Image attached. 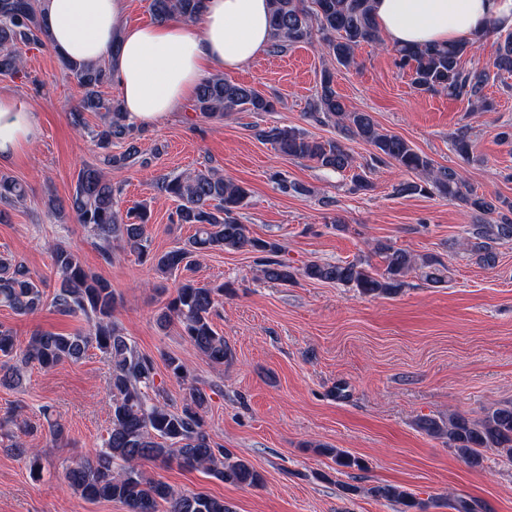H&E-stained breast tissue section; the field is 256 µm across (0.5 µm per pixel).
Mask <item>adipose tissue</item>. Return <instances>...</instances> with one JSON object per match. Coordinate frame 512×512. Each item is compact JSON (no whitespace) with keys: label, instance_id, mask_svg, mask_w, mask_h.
Listing matches in <instances>:
<instances>
[{"label":"adipose tissue","instance_id":"adipose-tissue-1","mask_svg":"<svg viewBox=\"0 0 512 512\" xmlns=\"http://www.w3.org/2000/svg\"><path fill=\"white\" fill-rule=\"evenodd\" d=\"M128 0H39L51 45L75 62L107 61L127 121L146 127L180 111L207 72L247 67L270 49V0H205L198 22L131 26ZM392 45L467 42L489 20L512 27V0H373ZM37 116L0 95V159L28 147Z\"/></svg>","mask_w":512,"mask_h":512}]
</instances>
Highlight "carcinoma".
I'll return each mask as SVG.
<instances>
[{"label":"carcinoma","instance_id":"1","mask_svg":"<svg viewBox=\"0 0 512 512\" xmlns=\"http://www.w3.org/2000/svg\"><path fill=\"white\" fill-rule=\"evenodd\" d=\"M272 52L319 41L337 64L354 63L355 48L380 42V32L372 13V0H270ZM204 0H150L149 10L157 22L179 14L197 22ZM50 45L46 21L38 0H0V75L14 76L24 69L20 44ZM473 48L471 43H449L424 47L398 46L395 63L409 71L413 88L419 93H444L450 99L467 103L470 110L488 112L493 103L484 93L490 69L512 73V32L500 41L491 66L466 69L462 57ZM81 97L69 113L70 124L86 131L100 150L99 162L82 167L77 175L67 208L76 223L88 228L98 242L102 258L110 263L115 252L134 254L169 279L173 273L187 270L193 258L215 250L250 251L258 254L263 278L271 283L288 285L298 278L334 283L372 298H392L406 285V277L420 271L425 281L444 282L445 265L433 256H421L388 242H377L373 250L383 267L374 270L362 260L317 262L296 269L279 259L281 248L273 239L251 235L241 221L250 190L218 172L207 169L165 177L160 190L178 202L174 224H188L194 233L172 250L156 254L147 233L150 210L135 206L121 212L116 204L117 190L108 171L122 169L140 158L134 145L133 127L126 121L121 103L104 96L103 89L112 85L109 68L104 64L77 63L63 60ZM194 110L222 118L233 112H272L275 101L255 87L235 83L221 75L205 78L198 86ZM99 116L91 125L85 114ZM308 120L316 124L332 122L341 128L344 140H319L306 131L289 126L272 125L256 130L262 141L275 151L293 159L310 161L318 167L338 173L349 172L351 189L371 188L367 172L354 165V157L345 141L358 138L374 147L376 159L425 176L403 181L395 187L400 195H432L457 201L482 216L469 225L465 245L477 261L493 267L498 261L497 246L512 243V200L489 202L468 188L454 168L436 166L425 154L404 139L380 130L368 112L351 110L341 100L334 86V73L326 69L320 89L308 105ZM117 143L127 144L122 153L112 152ZM26 187L18 180L0 176V205L12 207L25 199ZM498 218H491L492 214ZM50 256L60 286L47 299L40 282L24 260L0 256V306L16 314L38 313L46 304L65 316L80 317L88 329L73 334L38 331L27 344L19 346L13 331L0 325V386L18 387L25 369L36 364L52 369L66 361L81 360L88 350H98L109 368L111 426L101 448L92 458H78L64 467L65 482L89 501L112 500L125 506L126 512H230L224 500L207 493L184 494L168 483L146 474L147 462L168 466L172 463L187 470H199L226 484L257 488L262 475L246 460L213 440L204 427L203 412L210 396L190 386L181 405L169 403L163 384L156 383L155 360L140 352L132 340L112 319L117 295L112 285L87 271L73 248L56 243ZM224 285L201 284L183 279L168 298L158 317L160 327L177 320L187 344L215 365L232 358V350L213 329V316L219 312ZM165 369L169 376L188 380L190 372L176 355H167ZM14 410L0 419V445L28 462L32 475L41 472L42 452L29 448L21 435L33 427L19 419ZM416 425L424 434L442 439L468 465L479 467L483 451L496 450L512 459V405L488 411L479 420L460 414L446 418L422 416ZM342 468H364L361 459L338 448H320ZM370 494L387 503L404 507L403 512H425L426 504L416 500L401 487L376 485Z\"/></svg>","mask_w":512,"mask_h":512}]
</instances>
